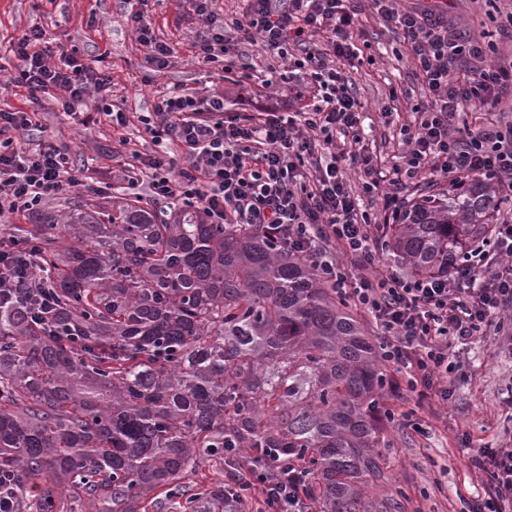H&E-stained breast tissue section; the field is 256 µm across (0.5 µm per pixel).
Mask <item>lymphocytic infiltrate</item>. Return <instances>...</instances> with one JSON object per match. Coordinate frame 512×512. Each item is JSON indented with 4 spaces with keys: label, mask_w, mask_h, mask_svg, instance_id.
<instances>
[{
    "label": "lymphocytic infiltrate",
    "mask_w": 512,
    "mask_h": 512,
    "mask_svg": "<svg viewBox=\"0 0 512 512\" xmlns=\"http://www.w3.org/2000/svg\"><path fill=\"white\" fill-rule=\"evenodd\" d=\"M189 2L200 21L192 43L198 62H223L238 68L241 78L269 86L277 76L276 61L292 60L311 86L310 101L298 112L243 114L230 112L220 93H160L152 111L137 117L151 148L132 152L134 174L147 183L153 201L182 203L211 224L256 229L304 255L323 280L381 327V357L402 373L392 391L447 403L457 347L493 331L512 352V336L504 332V316L512 312V217L494 225L492 249L468 250L467 264L454 280L404 276L384 259L386 236L406 205L402 193L421 182L444 177L454 187L485 175L512 191V127L461 119L471 104L496 108L501 92L512 89V66L487 63L480 43H462L460 16L373 0L380 19L399 29L428 88L415 126L401 131L393 191L384 197L383 222L375 224L358 213L333 150L340 140L351 157L365 151L362 105L338 66L354 55L350 0H242L231 14L219 10L217 0ZM245 42L260 46L266 66L249 62L241 49ZM13 53L15 82L29 95L58 88L67 95L68 114L92 96L106 122L126 124V113L109 93L108 75L85 62L78 49L56 50L34 27L17 40ZM463 53L477 65L459 88L449 79V67ZM175 146L187 166H177ZM84 185L68 148L46 136L38 112L0 109L1 218L36 215L45 199ZM31 251L27 242L0 247V303L27 296L34 277ZM343 257L349 266L340 265ZM470 462L482 479L470 512H512V447L478 446ZM277 471L272 479L258 477L257 500L262 512H293L286 505L289 472L282 464Z\"/></svg>",
    "instance_id": "lymphocytic-infiltrate-1"
}]
</instances>
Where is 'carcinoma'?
I'll return each instance as SVG.
<instances>
[{
  "label": "carcinoma",
  "instance_id": "carcinoma-1",
  "mask_svg": "<svg viewBox=\"0 0 512 512\" xmlns=\"http://www.w3.org/2000/svg\"><path fill=\"white\" fill-rule=\"evenodd\" d=\"M501 207L485 176L421 195L388 248L411 278L449 273ZM9 234L34 242L33 285L55 302L35 321L0 308V470L35 490L17 512H147L150 494L182 496L206 463L227 481L178 507L245 512V487L280 461L317 512H405L381 448L391 412L377 349L308 261L138 198L116 215L76 202Z\"/></svg>",
  "mask_w": 512,
  "mask_h": 512
}]
</instances>
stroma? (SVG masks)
Here are the masks:
<instances>
[{
  "instance_id": "obj_1",
  "label": "stroma",
  "mask_w": 512,
  "mask_h": 512,
  "mask_svg": "<svg viewBox=\"0 0 512 512\" xmlns=\"http://www.w3.org/2000/svg\"><path fill=\"white\" fill-rule=\"evenodd\" d=\"M447 2L449 12L466 19L462 38L491 44L490 57L497 63L512 62V0ZM356 3L359 52L344 70L365 106L364 143L371 165L388 175L399 162V129L413 123L414 110L425 104L426 97L399 30L378 20L372 0ZM144 16L156 36L174 50L165 70H155L146 61L127 21L125 0H0V105L35 107L23 89L11 85L16 73L11 44L34 26L62 48H78L83 57L97 61L112 78V97L125 100L133 112L151 111L158 93L187 88L224 93L242 112L283 105L295 110L308 100L310 88L296 73L264 89L240 83L221 65L198 66L189 43L200 22L187 0H149ZM62 101V92L54 89L41 95L35 108L47 134L68 146L77 167L88 171L92 187L47 199L43 209L62 212L77 201L105 202L115 184L129 195H147L146 185L130 184L126 155L114 142L112 127L91 122L93 100L76 106L69 117L63 114ZM389 105L394 112L387 117L383 110ZM459 363L447 407L433 410L399 395L388 401L395 412H413L430 423L424 434L395 421L385 432L393 458L392 477L407 495L406 512H468L481 485L467 446L512 436V354L499 352L497 338L488 335L464 347Z\"/></svg>"
}]
</instances>
